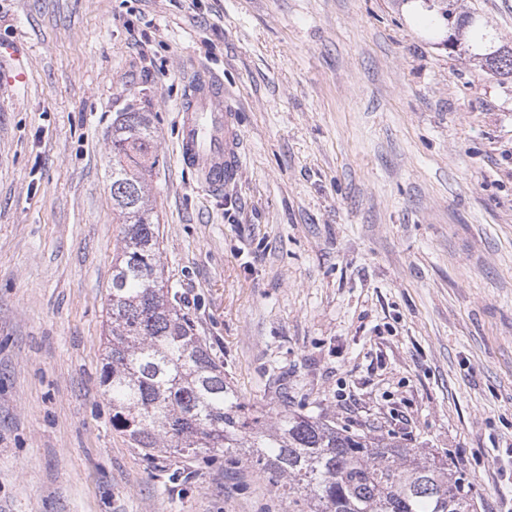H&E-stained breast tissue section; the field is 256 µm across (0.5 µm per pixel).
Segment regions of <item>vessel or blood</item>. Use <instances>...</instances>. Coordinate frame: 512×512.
<instances>
[{
	"label": "vessel or blood",
	"mask_w": 512,
	"mask_h": 512,
	"mask_svg": "<svg viewBox=\"0 0 512 512\" xmlns=\"http://www.w3.org/2000/svg\"><path fill=\"white\" fill-rule=\"evenodd\" d=\"M26 62L11 46L0 45V82L25 78ZM224 88L210 74L195 81L179 115V155L212 191L235 179L242 166L240 133L235 114L223 107Z\"/></svg>",
	"instance_id": "b4317fda"
}]
</instances>
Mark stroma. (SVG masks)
<instances>
[{"label":"stroma","instance_id":"35a3bbf8","mask_svg":"<svg viewBox=\"0 0 512 512\" xmlns=\"http://www.w3.org/2000/svg\"><path fill=\"white\" fill-rule=\"evenodd\" d=\"M512 46V0H462ZM409 0H0V512H288L278 478L158 466L99 380L110 135L150 113L164 273L245 412L290 407L447 457L512 512V78ZM218 75L242 167L213 194L178 115ZM25 69L26 61L17 49L0 45V82L12 85L15 81H23Z\"/></svg>","mask_w":512,"mask_h":512}]
</instances>
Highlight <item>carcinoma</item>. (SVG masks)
I'll list each match as a JSON object with an SVG mask.
<instances>
[{
  "label": "carcinoma",
  "mask_w": 512,
  "mask_h": 512,
  "mask_svg": "<svg viewBox=\"0 0 512 512\" xmlns=\"http://www.w3.org/2000/svg\"><path fill=\"white\" fill-rule=\"evenodd\" d=\"M426 2L437 8L449 50L469 54L491 77H512V47L497 44L476 12L459 11V0ZM155 142L146 112L112 121V212L121 227L100 377L112 425L149 459L221 454L274 475L288 491V512H478L448 459L391 434L349 432L330 415L288 408L246 415L224 384V366L165 289L145 198L146 176L159 163Z\"/></svg>",
  "instance_id": "cac0c4a2"
}]
</instances>
